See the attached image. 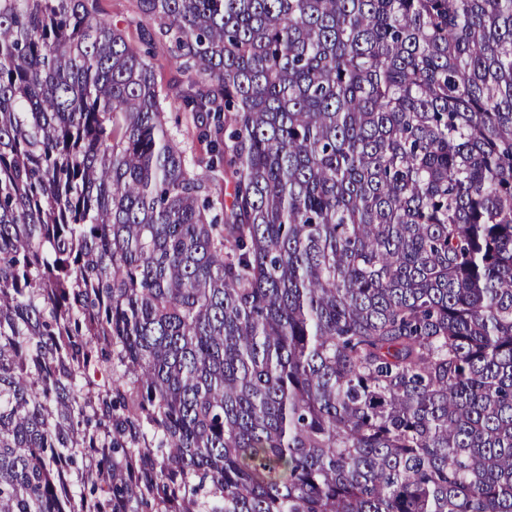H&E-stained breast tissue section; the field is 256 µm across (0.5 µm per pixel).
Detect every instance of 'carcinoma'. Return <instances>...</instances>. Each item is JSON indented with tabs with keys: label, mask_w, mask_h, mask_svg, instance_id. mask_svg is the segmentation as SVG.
<instances>
[{
	"label": "carcinoma",
	"mask_w": 512,
	"mask_h": 512,
	"mask_svg": "<svg viewBox=\"0 0 512 512\" xmlns=\"http://www.w3.org/2000/svg\"><path fill=\"white\" fill-rule=\"evenodd\" d=\"M134 7L0 0V512H512V0ZM100 17L108 22L123 20L125 25L131 24L130 29L135 30L139 21L133 9V0H101ZM149 51L150 53L146 57L147 63L150 64L156 74L158 82L162 83L165 91L168 93L167 101L164 104L165 112H167L166 115L168 117L167 126L172 134L175 135L176 139L183 143L187 149V152L189 153L192 147V139L191 136L187 134L182 113L180 125L176 127L175 124L176 112L174 107L176 105H174V99L177 96L179 88H176V86L172 84L168 85V82L175 73L176 67L170 57L168 44L165 43L162 39L156 37L152 42Z\"/></svg>",
	"instance_id": "1"
}]
</instances>
